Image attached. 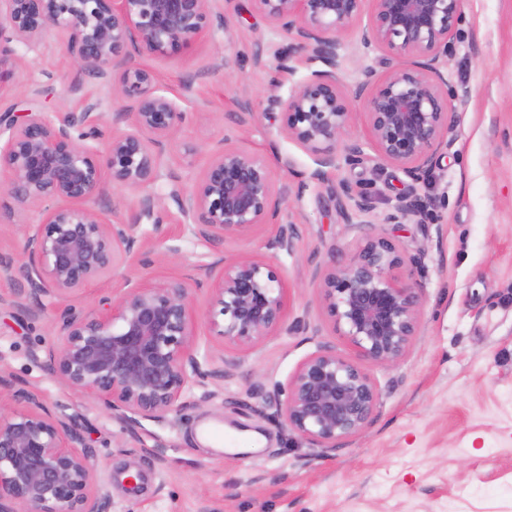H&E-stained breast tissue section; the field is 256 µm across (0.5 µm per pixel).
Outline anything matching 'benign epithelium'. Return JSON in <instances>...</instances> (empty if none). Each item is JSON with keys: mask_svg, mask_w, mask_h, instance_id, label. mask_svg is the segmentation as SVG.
Here are the masks:
<instances>
[{"mask_svg": "<svg viewBox=\"0 0 512 512\" xmlns=\"http://www.w3.org/2000/svg\"><path fill=\"white\" fill-rule=\"evenodd\" d=\"M372 4L360 29L365 46L384 50L388 74L372 68L356 78L351 94L340 86L343 35ZM271 28L289 40L274 54L278 82L293 75L296 54L321 68L287 96L269 95L254 122L277 112L281 131L314 156L311 179L323 184L341 167L358 165L364 143L348 136L350 100L365 103L370 143L378 160L403 169L409 190L376 217L366 193L342 180L334 194L342 223L359 228L422 224L435 199L418 192L439 156L448 153L460 122L457 99L448 96L445 58L452 49L465 0H253ZM55 30L75 65L112 80L121 102L112 125L124 124L100 148V113L55 118L43 112L0 114V167L4 191L17 201L44 205L39 221L23 225L19 256L0 253V271L13 281L12 301L30 317L44 300L62 306L58 342L44 351L45 371L72 392L100 403L122 433L139 439L144 420H162L183 408L193 386L220 385L234 376L236 359L200 355L193 291L209 295L214 335L239 351L288 331L284 279L279 268L247 254L218 258L202 277L187 283L126 280L124 291L95 311H78L69 298L113 275L124 263L152 252L162 226L174 220L214 246L260 224L277 225L265 248L275 258L294 253L296 222L278 221L282 206L300 192L277 186L265 159L224 137L202 171L185 187L164 175L163 158L186 121L141 56L176 57L204 35L230 30L218 0H0V44L28 45ZM404 57L416 59L408 67ZM174 181L172 206L161 205L152 187ZM138 189L132 220L108 217V185ZM153 221L157 237L139 231ZM399 243L384 234L363 237L347 263L331 259L320 283L334 328L370 365L393 368L418 335L424 286L399 280L391 270L405 262ZM251 394L260 413L281 422L324 452L361 432L380 404L368 370L321 345L288 380L267 387L255 374ZM108 512L110 497L97 480V462L86 432L73 418L56 415L39 391L0 369V512Z\"/></svg>", "mask_w": 512, "mask_h": 512, "instance_id": "benign-epithelium-1", "label": "benign epithelium"}]
</instances>
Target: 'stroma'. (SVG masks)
<instances>
[{
    "label": "stroma",
    "instance_id": "1",
    "mask_svg": "<svg viewBox=\"0 0 512 512\" xmlns=\"http://www.w3.org/2000/svg\"><path fill=\"white\" fill-rule=\"evenodd\" d=\"M225 12L228 35L201 37L183 57L142 61L187 114L164 168L182 178L199 173L229 129L233 144L267 160L279 184L302 187L288 212L300 236L294 254L278 265L288 286L286 320L304 319L308 330L293 329L239 352L233 379L209 397L192 387L187 408L162 422L144 421L133 440L102 406L74 394L30 357V350L54 341L59 309L49 300L40 319L28 318L10 304L13 282L0 272V367L85 429L98 480L111 496L109 512H512V0H465L448 56L451 89L462 98L464 115L448 156L418 185L420 194L439 203L427 223L381 227L411 258L395 277L426 287L420 330L394 368L370 367L382 390L373 421L324 455L254 413L251 380L261 372L270 383L287 384L322 344L358 360L335 331L319 288L330 257L350 260L360 242L358 232L342 224L333 192L349 181L382 211L411 180L400 167L372 157L320 184L310 177L313 155L282 133L279 114L234 123L231 115L242 102L256 108L270 94L287 95L312 67L301 55L291 76L255 67L256 41L284 53L287 39L251 0H227ZM344 42L343 89H351L363 68L388 73L385 52L364 48L358 28ZM0 67L9 73L0 83V113L54 116L93 103L103 115L104 135H111L119 107L111 84L76 71L55 32L33 47L14 46ZM189 145L195 153H186ZM39 217V206L0 194V253L18 255L21 225ZM215 259L203 239L170 224L148 262L122 267L121 277L98 281L71 303L95 307L125 275L189 282ZM204 422L233 434V452L196 442ZM158 444L162 466L145 453Z\"/></svg>",
    "mask_w": 512,
    "mask_h": 512
}]
</instances>
